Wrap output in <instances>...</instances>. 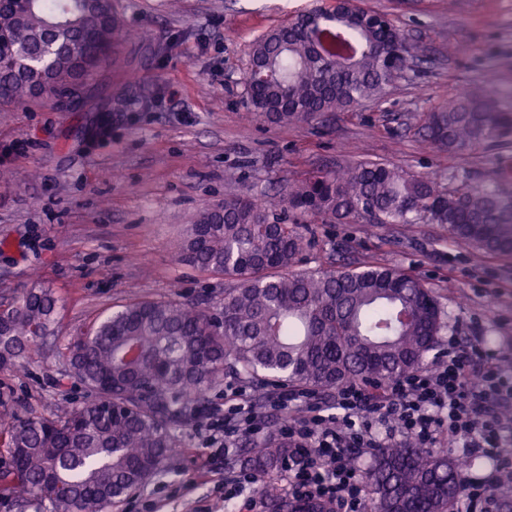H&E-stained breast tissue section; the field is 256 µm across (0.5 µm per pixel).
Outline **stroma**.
Segmentation results:
<instances>
[{
    "mask_svg": "<svg viewBox=\"0 0 512 512\" xmlns=\"http://www.w3.org/2000/svg\"><path fill=\"white\" fill-rule=\"evenodd\" d=\"M326 0H113L125 21L119 73L94 102L0 104V296L40 281L60 300L66 341L130 298L224 302V279L184 267L173 246L199 211L235 189L266 200L313 170L387 161L424 177L482 184L512 143L451 156L422 145L423 113L460 91L512 80V0H354L387 14L416 54L383 98L325 121L272 125L247 113L253 43ZM382 262L416 273L449 334L488 336L512 360V259L478 256L435 224H316L299 267ZM88 398L53 345L0 371V411L47 414ZM204 423L177 432L170 474L118 512H253L209 473Z\"/></svg>",
    "mask_w": 512,
    "mask_h": 512,
    "instance_id": "35a3bbf8",
    "label": "stroma"
}]
</instances>
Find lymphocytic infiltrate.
Listing matches in <instances>:
<instances>
[{"label": "lymphocytic infiltrate", "mask_w": 512, "mask_h": 512, "mask_svg": "<svg viewBox=\"0 0 512 512\" xmlns=\"http://www.w3.org/2000/svg\"><path fill=\"white\" fill-rule=\"evenodd\" d=\"M278 406L280 429L297 447L283 485L291 498L324 502L333 512H364L369 488L359 459L390 444L412 441L432 448L446 441L465 457L492 463L488 473L466 477L456 512H496L503 491L500 440L512 426L504 416L512 406V381L486 337L449 336L432 367L400 376L378 395L346 386L328 403L291 393ZM207 428L220 457L237 436H260L264 418L253 405L238 404L223 423Z\"/></svg>", "instance_id": "obj_1"}]
</instances>
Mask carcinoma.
<instances>
[{"label":"carcinoma","instance_id":"1","mask_svg":"<svg viewBox=\"0 0 512 512\" xmlns=\"http://www.w3.org/2000/svg\"><path fill=\"white\" fill-rule=\"evenodd\" d=\"M352 0L315 7L253 44L250 63L272 69L246 80V104L274 124L310 122L380 99L400 78L391 54L412 59L404 32ZM117 11L91 0H0V101L40 89L68 106L86 97L124 39ZM423 142L458 155L512 134V107L468 92L422 117ZM512 168L474 185L466 176L416 175L376 160L297 181L278 205L230 191L201 210L176 248L178 263L224 278V304L135 299L79 331L64 347L70 375L92 400L48 415L0 413V497L25 509L105 512L170 470L176 430L208 404L231 368L261 391L280 378L308 392L345 385L385 389L423 368L446 327L433 289L413 272L380 262L298 269L310 224H437L480 255L512 258ZM59 299L35 282L0 303V369L15 366L48 337ZM276 429L246 450L268 512H331L298 503L275 483L293 454ZM365 512H449L464 490L462 468L434 448L407 441L376 454L366 472Z\"/></svg>","mask_w":512,"mask_h":512}]
</instances>
